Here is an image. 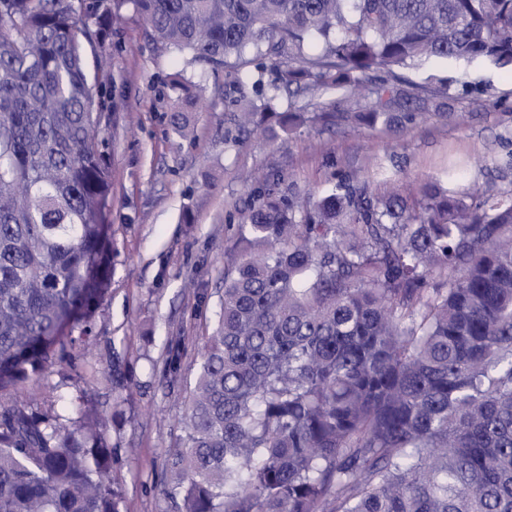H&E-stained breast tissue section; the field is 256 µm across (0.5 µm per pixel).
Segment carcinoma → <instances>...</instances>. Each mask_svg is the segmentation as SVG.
<instances>
[{
  "label": "carcinoma",
  "instance_id": "obj_1",
  "mask_svg": "<svg viewBox=\"0 0 512 512\" xmlns=\"http://www.w3.org/2000/svg\"><path fill=\"white\" fill-rule=\"evenodd\" d=\"M125 3L159 45L239 92L224 143L308 121L282 96H350L432 58L512 71V0H0V512H124L103 422L3 392L91 340L106 294L109 117L87 51ZM307 43L322 45L308 54ZM170 122L200 97L174 74ZM323 112L391 129L448 112ZM269 172L235 252L160 492L173 512H512V190L427 185L411 206L340 174L314 197Z\"/></svg>",
  "mask_w": 512,
  "mask_h": 512
}]
</instances>
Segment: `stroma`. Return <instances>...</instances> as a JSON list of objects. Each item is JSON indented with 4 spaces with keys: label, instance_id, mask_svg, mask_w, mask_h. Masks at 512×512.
<instances>
[{
    "label": "stroma",
    "instance_id": "1",
    "mask_svg": "<svg viewBox=\"0 0 512 512\" xmlns=\"http://www.w3.org/2000/svg\"><path fill=\"white\" fill-rule=\"evenodd\" d=\"M102 52L112 61L103 110L110 115L111 275L91 321L93 340L74 359L49 366L11 397L42 414H69L88 390L105 422L112 471L125 512H168L161 495L168 451L176 446L201 338L213 323L233 251L227 216L245 206L246 178L280 171L286 183L318 195L337 172L368 179L374 193L428 181L455 192L512 189V72L482 62L463 67L433 59L409 70L410 81L448 80L440 111L463 122L432 119L392 131L316 121L275 140L254 135L224 144V72L174 48L158 47L142 19L124 6ZM200 85L206 108L195 136L169 124L173 73ZM180 367L170 372L169 347Z\"/></svg>",
    "mask_w": 512,
    "mask_h": 512
}]
</instances>
